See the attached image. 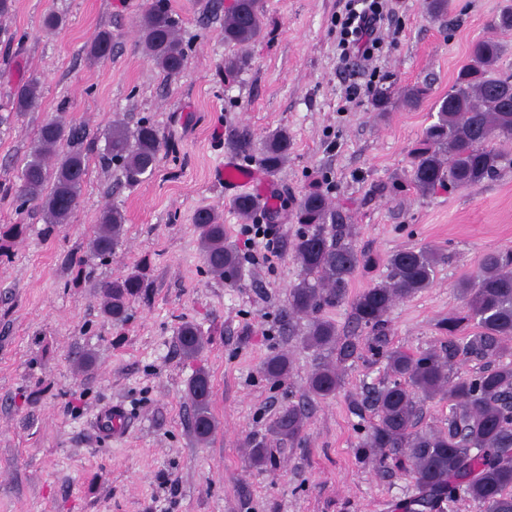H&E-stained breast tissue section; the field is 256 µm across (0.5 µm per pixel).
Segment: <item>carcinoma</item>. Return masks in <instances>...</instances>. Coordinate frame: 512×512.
I'll return each mask as SVG.
<instances>
[{
  "instance_id": "obj_1",
  "label": "carcinoma",
  "mask_w": 512,
  "mask_h": 512,
  "mask_svg": "<svg viewBox=\"0 0 512 512\" xmlns=\"http://www.w3.org/2000/svg\"><path fill=\"white\" fill-rule=\"evenodd\" d=\"M492 25L500 32H511L512 5L503 7ZM263 27L261 0H234L224 11L228 44L247 47L261 36ZM139 30L141 45L155 64L168 74L179 73L186 47L165 0H155L145 11ZM501 53L502 45L496 40L473 43L448 95L435 102L436 120L408 151L406 180L418 194L427 196L446 185L468 188L499 173L505 155L494 142L512 141V84L498 72ZM89 56L95 62L110 58L112 34L100 33ZM430 92L426 82L405 87L396 98L381 89L375 93L374 105L382 112L398 102L414 107ZM40 99L41 84L31 78L17 87L13 108L28 112L39 106ZM84 136L82 128L67 124L61 116L46 122L23 168L17 199L23 206L39 208L51 228L66 223L81 195ZM63 144L70 151L55 169H49L48 158ZM291 147L288 131L275 129L266 136L258 161L274 173L287 162ZM160 150L159 132L149 121L133 129L116 122L105 134L103 160L117 163L126 181L135 184L153 174ZM49 181L52 188L47 193ZM233 206L243 220L258 210L256 199L249 195L237 197ZM289 218L301 227L292 256L302 277L290 289L288 312L308 318L304 347L336 356L334 364L320 363L307 382V392L324 399L341 387L339 366L362 358L363 347L359 337L340 335L322 311L345 300L351 278L372 270L379 259L356 247L351 233L343 229L345 217L317 189L291 202ZM124 224L121 210L105 208L91 241L90 258L110 256ZM194 224L207 273L236 285L241 258L224 234L222 213L215 206H204L197 210ZM26 230L25 224L0 225V257L8 256V243ZM437 263V254L428 246L396 251L385 261V279L352 303L354 321L372 333L367 352L384 361L388 373L381 386L354 400L375 417L359 453L381 468H395L413 482L416 494L408 502L409 512H444V504L454 501L460 491L481 512H512V362L502 361L512 350V251L485 255L477 270L457 283L462 308L448 316L444 350L413 354L391 346L385 333L387 314L397 302L432 286ZM143 288L144 279L137 270L103 283L104 318L117 325L125 323L130 303ZM177 343L183 357L194 360L205 349L207 338L196 323L185 321L177 329ZM462 356L483 360L485 366L453 379L450 373ZM289 368L288 357L277 355L265 361L263 373L275 383L282 382ZM188 395L194 405L193 432L206 441L216 422L210 412L211 382L205 370H196L189 379ZM441 395L448 396L450 403L447 429H416L422 404ZM305 422L303 410L290 405L279 413L271 432L279 440H292L301 434Z\"/></svg>"
}]
</instances>
